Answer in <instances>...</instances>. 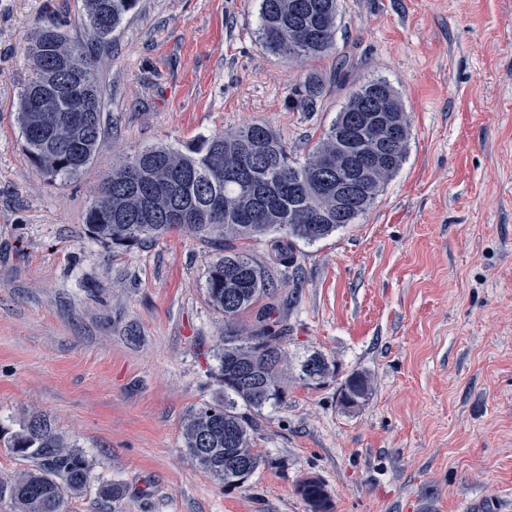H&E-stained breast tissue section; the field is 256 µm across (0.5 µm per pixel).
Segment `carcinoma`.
Segmentation results:
<instances>
[{
	"instance_id": "cac0c4a2",
	"label": "carcinoma",
	"mask_w": 512,
	"mask_h": 512,
	"mask_svg": "<svg viewBox=\"0 0 512 512\" xmlns=\"http://www.w3.org/2000/svg\"><path fill=\"white\" fill-rule=\"evenodd\" d=\"M139 0H81L82 30L70 34L49 23L28 47L31 77L18 103L24 151L51 183L78 178L93 162L103 134L106 92L100 50L133 15ZM262 46L291 64L336 51L338 0H260ZM351 59L336 57L334 81L343 88ZM325 87L307 75L291 88L288 104L318 110ZM411 127L398 92L384 79L352 86L336 120L304 160L267 125L252 122L233 133L201 136L183 147H151L126 159L104 179L89 205L91 234L114 244L159 238L184 229L219 251L208 268L205 294L224 314L218 337V396L192 409L182 423V450L226 488H240L267 458L254 448L262 410L288 404L290 384L318 387L336 377V363L321 352L296 359L287 329L272 318V297L282 269L296 266L295 243L313 244L355 223L376 203L405 163ZM357 181L350 199L336 182ZM267 241L261 262L235 246ZM256 312L255 323L240 324ZM369 373L355 372L338 387L341 406L361 407L372 393ZM7 450L27 467L0 481V499L14 512H64L88 492L91 461L41 418L12 432ZM310 512H329L325 486L306 478L295 486ZM100 498L116 502L118 483H98Z\"/></svg>"
}]
</instances>
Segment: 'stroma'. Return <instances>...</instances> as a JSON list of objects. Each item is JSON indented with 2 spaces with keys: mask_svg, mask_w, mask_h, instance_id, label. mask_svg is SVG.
Returning a JSON list of instances; mask_svg holds the SVG:
<instances>
[{
  "mask_svg": "<svg viewBox=\"0 0 512 512\" xmlns=\"http://www.w3.org/2000/svg\"><path fill=\"white\" fill-rule=\"evenodd\" d=\"M335 54L292 67L259 41V0H140L102 59L106 133L66 184L25 156L17 124L36 29L81 25L80 0H0V431L33 415L81 449L96 491L64 512H512V0H340ZM386 79L412 138L357 223L297 246L278 282L289 349L337 378L263 411L269 463L225 489L182 451L181 425L214 399L224 317L204 296L215 252L173 230L101 242L88 206L114 165L153 146L260 121L304 155L345 100L288 106L306 73ZM371 375L344 409L338 382ZM373 382L369 373L355 372L338 387V398L345 409L361 407L372 393ZM296 494L305 501L311 512H329L325 486L317 478H306L295 486Z\"/></svg>",
  "mask_w": 512,
  "mask_h": 512,
  "instance_id": "stroma-1",
  "label": "stroma"
}]
</instances>
